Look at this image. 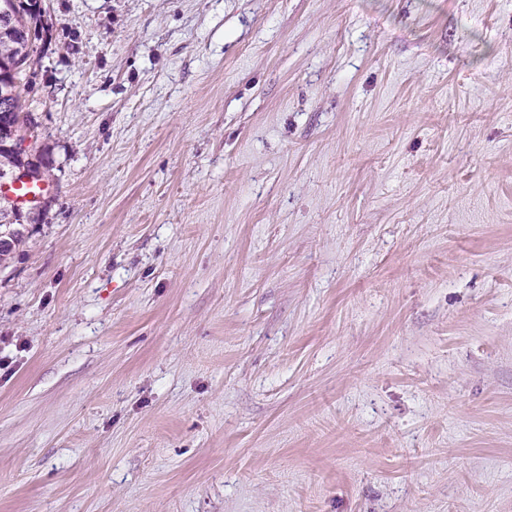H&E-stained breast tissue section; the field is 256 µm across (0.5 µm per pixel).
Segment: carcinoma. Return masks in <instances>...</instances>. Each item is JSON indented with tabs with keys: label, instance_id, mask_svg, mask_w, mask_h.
I'll return each instance as SVG.
<instances>
[{
	"label": "carcinoma",
	"instance_id": "cac0c4a2",
	"mask_svg": "<svg viewBox=\"0 0 512 512\" xmlns=\"http://www.w3.org/2000/svg\"><path fill=\"white\" fill-rule=\"evenodd\" d=\"M31 0H0V8L9 10L10 22L0 25V59L9 61L12 75L0 78V138L31 133L30 115L26 112L23 88L14 83L22 79L31 64L36 43L41 40V16L31 10ZM21 165L44 166L41 155L20 157L6 149L0 150V170Z\"/></svg>",
	"mask_w": 512,
	"mask_h": 512
}]
</instances>
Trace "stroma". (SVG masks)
Wrapping results in <instances>:
<instances>
[{"label":"stroma","mask_w":512,"mask_h":512,"mask_svg":"<svg viewBox=\"0 0 512 512\" xmlns=\"http://www.w3.org/2000/svg\"><path fill=\"white\" fill-rule=\"evenodd\" d=\"M0 512H512V0H42Z\"/></svg>","instance_id":"obj_1"}]
</instances>
